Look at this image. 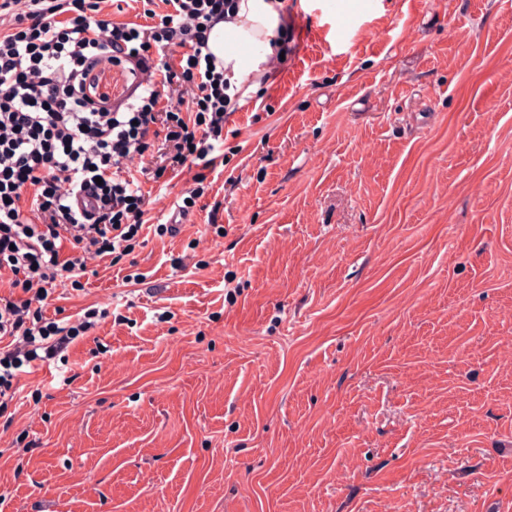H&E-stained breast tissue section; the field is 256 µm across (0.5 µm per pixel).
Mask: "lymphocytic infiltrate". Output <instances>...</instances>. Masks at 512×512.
<instances>
[{"mask_svg": "<svg viewBox=\"0 0 512 512\" xmlns=\"http://www.w3.org/2000/svg\"><path fill=\"white\" fill-rule=\"evenodd\" d=\"M27 2L0 0V397L11 400L26 369L65 357L94 326L90 310L75 324L46 317L49 288L80 287L87 259L134 252L145 184L223 165L232 102L207 51L230 0H161L142 24L107 20L110 0ZM105 58L150 72L152 86L113 104L99 89ZM83 194L92 209L74 208Z\"/></svg>", "mask_w": 512, "mask_h": 512, "instance_id": "f902f5d3", "label": "lymphocytic infiltrate"}]
</instances>
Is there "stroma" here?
<instances>
[{
	"label": "stroma",
	"mask_w": 512,
	"mask_h": 512,
	"mask_svg": "<svg viewBox=\"0 0 512 512\" xmlns=\"http://www.w3.org/2000/svg\"><path fill=\"white\" fill-rule=\"evenodd\" d=\"M500 2L284 0L178 232L188 169L50 289L99 321L0 399V512H512Z\"/></svg>",
	"instance_id": "stroma-1"
}]
</instances>
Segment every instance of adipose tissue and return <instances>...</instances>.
Here are the masks:
<instances>
[{
    "instance_id": "ef3b65f1",
    "label": "adipose tissue",
    "mask_w": 512,
    "mask_h": 512,
    "mask_svg": "<svg viewBox=\"0 0 512 512\" xmlns=\"http://www.w3.org/2000/svg\"><path fill=\"white\" fill-rule=\"evenodd\" d=\"M279 0H239L232 20L218 22L211 30L209 46L224 63L225 74L234 80L244 75L260 73L264 55H257L250 61L242 59L225 45L229 35H237L253 43L271 42L276 39L280 23Z\"/></svg>"
}]
</instances>
